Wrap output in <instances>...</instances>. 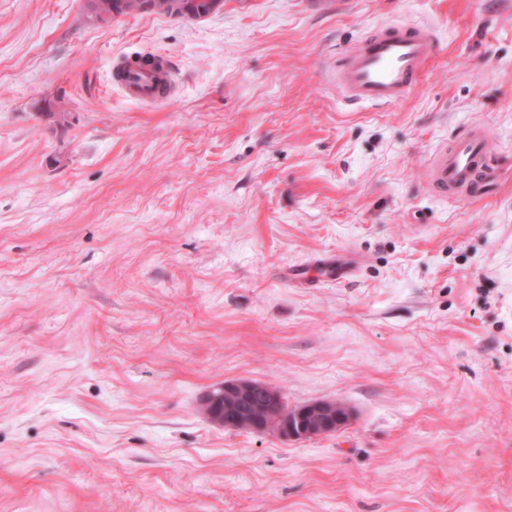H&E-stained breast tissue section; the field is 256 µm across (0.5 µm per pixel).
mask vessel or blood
Listing matches in <instances>:
<instances>
[{"label":"vessel or blood","mask_w":512,"mask_h":512,"mask_svg":"<svg viewBox=\"0 0 512 512\" xmlns=\"http://www.w3.org/2000/svg\"><path fill=\"white\" fill-rule=\"evenodd\" d=\"M439 46L422 26H398L371 33L346 52L336 71V89L352 104L389 105L404 99L425 73ZM174 72L166 59L124 60L116 85L129 101L153 107L171 99ZM495 167L487 135L478 127L464 130L448 148L438 149L429 167V181L439 191L489 187Z\"/></svg>","instance_id":"obj_1"}]
</instances>
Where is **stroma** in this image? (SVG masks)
Segmentation results:
<instances>
[{"mask_svg": "<svg viewBox=\"0 0 512 512\" xmlns=\"http://www.w3.org/2000/svg\"><path fill=\"white\" fill-rule=\"evenodd\" d=\"M395 24L438 56L343 102L344 50ZM126 54L178 96L126 100ZM474 123L493 185L441 195ZM236 379L352 420L213 425ZM0 512H512V0H0ZM154 0H99L95 5L100 14L112 17V15L126 14L135 9L149 7Z\"/></svg>", "mask_w": 512, "mask_h": 512, "instance_id": "obj_1", "label": "stroma"}]
</instances>
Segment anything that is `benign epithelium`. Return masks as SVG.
Segmentation results:
<instances>
[{
    "mask_svg": "<svg viewBox=\"0 0 512 512\" xmlns=\"http://www.w3.org/2000/svg\"><path fill=\"white\" fill-rule=\"evenodd\" d=\"M261 398L265 419L257 425L246 419L241 404ZM202 409L207 419L227 430L260 427L266 433L280 438L308 440L327 434L329 431L347 426L352 418L348 406L335 401H314L297 407L294 416L280 410L279 394L252 380L226 381L210 389L202 400ZM298 420L293 427L292 419Z\"/></svg>",
    "mask_w": 512,
    "mask_h": 512,
    "instance_id": "7a95c632",
    "label": "benign epithelium"
}]
</instances>
